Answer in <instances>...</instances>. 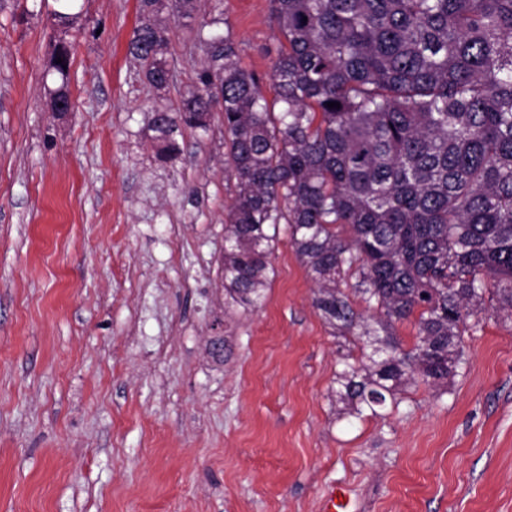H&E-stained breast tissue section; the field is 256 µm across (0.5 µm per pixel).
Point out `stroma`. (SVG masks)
I'll list each match as a JSON object with an SVG mask.
<instances>
[{
	"label": "stroma",
	"instance_id": "obj_1",
	"mask_svg": "<svg viewBox=\"0 0 512 512\" xmlns=\"http://www.w3.org/2000/svg\"><path fill=\"white\" fill-rule=\"evenodd\" d=\"M73 113L49 102L54 0H0V512H512V317L481 313L445 387L376 413L338 395L346 356L280 233L261 308L225 302L236 194L224 127L164 163L151 113L177 106L223 16L271 71L270 0L169 17L162 92L127 45L136 0H79Z\"/></svg>",
	"mask_w": 512,
	"mask_h": 512
}]
</instances>
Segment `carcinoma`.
I'll list each match as a JSON object with an SVG mask.
<instances>
[{"mask_svg":"<svg viewBox=\"0 0 512 512\" xmlns=\"http://www.w3.org/2000/svg\"><path fill=\"white\" fill-rule=\"evenodd\" d=\"M54 2L52 99L69 95L68 36L80 17L76 0ZM171 2L180 19L198 9ZM156 5L138 0L128 54L162 88L170 28ZM271 15L272 98L227 34L150 129L170 161L183 130L206 132L221 115L236 180L225 294L262 304L285 225L326 324L373 346L337 382L357 414L374 415L408 383L457 375L485 293L512 312V0H271ZM345 275L376 318L353 309L338 288ZM412 316L405 350L395 324Z\"/></svg>","mask_w":512,"mask_h":512,"instance_id":"carcinoma-1","label":"carcinoma"}]
</instances>
